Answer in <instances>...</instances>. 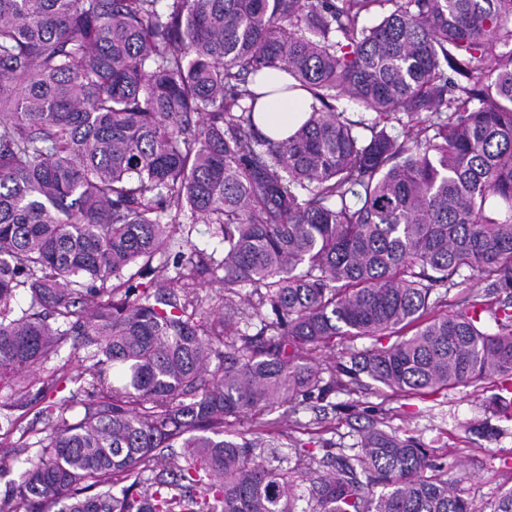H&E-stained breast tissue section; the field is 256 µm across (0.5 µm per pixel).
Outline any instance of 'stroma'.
Masks as SVG:
<instances>
[{
    "instance_id": "stroma-1",
    "label": "stroma",
    "mask_w": 512,
    "mask_h": 512,
    "mask_svg": "<svg viewBox=\"0 0 512 512\" xmlns=\"http://www.w3.org/2000/svg\"><path fill=\"white\" fill-rule=\"evenodd\" d=\"M495 391L493 381L458 387L437 395L396 396L368 390L331 395L332 409L322 411L301 404L276 424L259 417L258 426H271L280 438L309 441L314 435L330 440L337 454L348 453L359 431L384 422L401 435L419 438L444 466L445 476L461 497L487 507L503 488L512 486V468L500 460L512 452V420L485 406ZM485 420L499 430L498 436L479 438L469 431L471 423Z\"/></svg>"
}]
</instances>
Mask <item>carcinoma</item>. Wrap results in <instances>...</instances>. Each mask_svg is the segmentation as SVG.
<instances>
[{"mask_svg":"<svg viewBox=\"0 0 512 512\" xmlns=\"http://www.w3.org/2000/svg\"><path fill=\"white\" fill-rule=\"evenodd\" d=\"M274 67L313 99L282 141ZM67 344L30 443L10 410ZM489 379L511 419L512 0H0V447H37L0 512H481L382 423L329 471L228 427ZM258 91L255 114L259 128L266 135L283 139L293 133L310 115L312 99L302 91H283L288 75L280 68L265 70ZM180 224L184 235L189 231L191 241L199 248L205 249L207 253H215L214 258L220 260L223 256V247L216 239L211 238L209 225L203 223L200 219L192 218L188 215Z\"/></svg>","mask_w":512,"mask_h":512,"instance_id":"carcinoma-1","label":"carcinoma"}]
</instances>
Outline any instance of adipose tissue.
I'll return each mask as SVG.
<instances>
[{
	"mask_svg": "<svg viewBox=\"0 0 512 512\" xmlns=\"http://www.w3.org/2000/svg\"><path fill=\"white\" fill-rule=\"evenodd\" d=\"M286 78L284 70L271 68L259 84L261 97L256 107L257 123L263 133L275 139L293 133L311 112L310 95L285 91Z\"/></svg>",
	"mask_w": 512,
	"mask_h": 512,
	"instance_id": "obj_1",
	"label": "adipose tissue"
}]
</instances>
